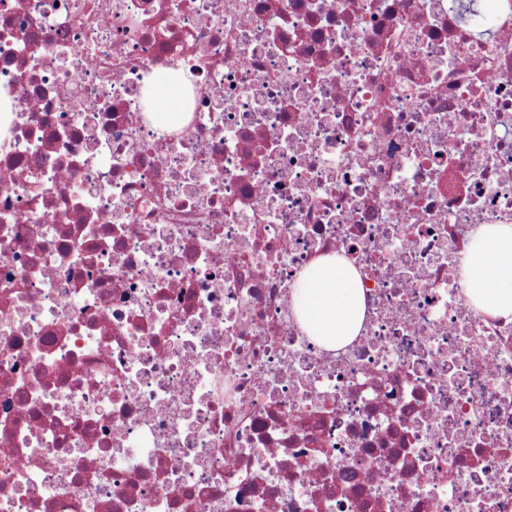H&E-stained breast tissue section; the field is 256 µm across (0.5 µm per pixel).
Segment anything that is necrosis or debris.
Returning <instances> with one entry per match:
<instances>
[{"mask_svg": "<svg viewBox=\"0 0 512 512\" xmlns=\"http://www.w3.org/2000/svg\"><path fill=\"white\" fill-rule=\"evenodd\" d=\"M0 102V512H512V0H0ZM148 88L153 107L150 118L159 129L168 130L171 124L180 119L177 113L181 112L183 89L177 81L170 80L164 74H157ZM467 251L464 274L472 303L490 315L512 317V224L483 226ZM357 271L337 253L316 260L301 276L291 304L302 327L328 350L350 343L362 328Z\"/></svg>", "mask_w": 512, "mask_h": 512, "instance_id": "1", "label": "necrosis or debris"}]
</instances>
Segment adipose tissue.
I'll return each instance as SVG.
<instances>
[{
    "label": "adipose tissue",
    "mask_w": 512,
    "mask_h": 512,
    "mask_svg": "<svg viewBox=\"0 0 512 512\" xmlns=\"http://www.w3.org/2000/svg\"><path fill=\"white\" fill-rule=\"evenodd\" d=\"M151 119L165 130L179 119L183 90L156 75L149 85ZM464 274L472 303L493 316L512 317V224L483 226L468 242ZM356 270L338 254L316 260L301 276L291 304L302 327L326 349L350 343L362 328L363 308Z\"/></svg>",
    "instance_id": "ef3b65f1"
}]
</instances>
